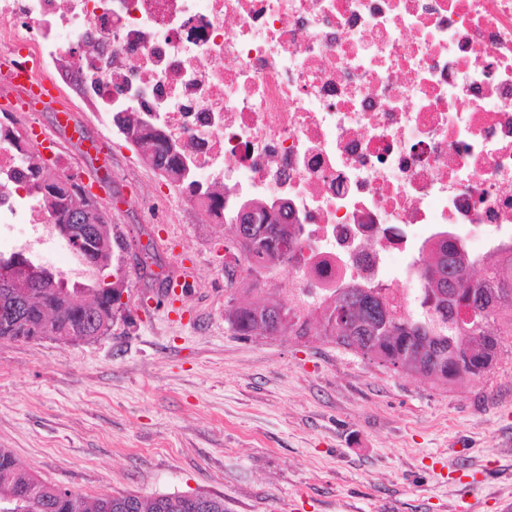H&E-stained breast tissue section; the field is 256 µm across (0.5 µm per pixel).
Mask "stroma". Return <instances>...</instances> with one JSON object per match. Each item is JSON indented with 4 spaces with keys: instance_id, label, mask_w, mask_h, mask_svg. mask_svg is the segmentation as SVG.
<instances>
[{
    "instance_id": "1",
    "label": "stroma",
    "mask_w": 512,
    "mask_h": 512,
    "mask_svg": "<svg viewBox=\"0 0 512 512\" xmlns=\"http://www.w3.org/2000/svg\"><path fill=\"white\" fill-rule=\"evenodd\" d=\"M53 73L74 107L35 120L150 245L116 261L108 335L0 341V448L88 498L206 489L228 512H498L512 500V359L443 387L333 344L244 339L224 320V227L163 179ZM182 264L187 286L168 296Z\"/></svg>"
}]
</instances>
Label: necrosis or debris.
<instances>
[{
    "label": "necrosis or debris",
    "instance_id": "obj_1",
    "mask_svg": "<svg viewBox=\"0 0 512 512\" xmlns=\"http://www.w3.org/2000/svg\"><path fill=\"white\" fill-rule=\"evenodd\" d=\"M68 59L104 120L133 106L193 179L288 205L322 273L420 282L442 230L512 245V0H0V98ZM0 123V250H67Z\"/></svg>",
    "mask_w": 512,
    "mask_h": 512
}]
</instances>
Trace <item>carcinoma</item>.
Returning <instances> with one entry per match:
<instances>
[{"instance_id": "carcinoma-1", "label": "carcinoma", "mask_w": 512, "mask_h": 512, "mask_svg": "<svg viewBox=\"0 0 512 512\" xmlns=\"http://www.w3.org/2000/svg\"><path fill=\"white\" fill-rule=\"evenodd\" d=\"M113 120L126 141L152 142V159L170 181L182 179L191 198L206 197L210 209L224 212L230 225L224 249L234 264L224 266V321L238 336H293L299 340L336 344L395 373L428 378L443 386L487 378L509 350L512 336V247L500 249L472 264L461 261L465 249L442 238L418 269L422 287L407 303L394 290L354 280L330 288H272L254 291L252 300L238 301L236 285L244 273L259 283L296 258L301 245L288 238L285 214L268 219L266 208L255 207L248 220L240 206L224 204V194L190 179L172 146L122 119ZM38 199L52 222L73 246L106 269L115 250L126 242L96 235L99 217L82 212L76 203L80 185L74 176H58L40 166L32 169ZM124 284H69L41 266H26L12 256L0 257V340L22 342L40 335L46 322L57 336L94 339L112 328L121 310ZM0 512H226L224 496L208 491L161 494H103L88 501L80 493L49 485L22 468L0 448Z\"/></svg>"}]
</instances>
